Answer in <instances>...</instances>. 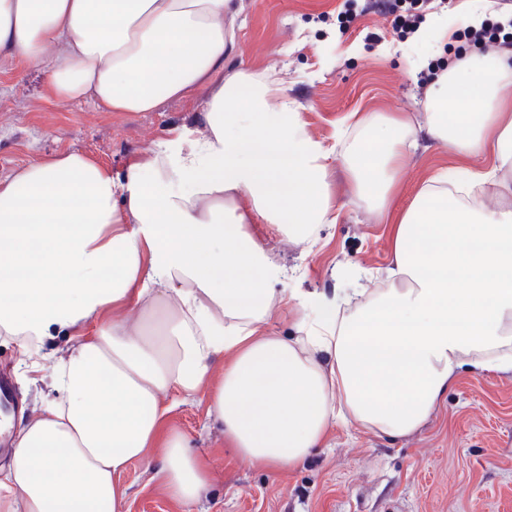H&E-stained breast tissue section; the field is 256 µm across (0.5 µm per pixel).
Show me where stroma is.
I'll return each mask as SVG.
<instances>
[{
	"label": "stroma",
	"instance_id": "1",
	"mask_svg": "<svg viewBox=\"0 0 512 512\" xmlns=\"http://www.w3.org/2000/svg\"><path fill=\"white\" fill-rule=\"evenodd\" d=\"M473 0H431L428 14L449 17L452 30L439 53V67L468 56L474 43L463 35ZM234 37L226 71L276 68L285 94L302 113L309 131L332 153L333 200L339 223L322 225V248L270 236L254 224V236L294 274L291 287L332 293L347 267H363L378 287L392 253L390 227L412 204L417 190L437 171L468 161L429 139L408 152L383 216L357 194L342 157L365 135L337 133L353 112L363 116L416 115L426 88L424 70L411 67L410 35L392 16L365 0H230ZM207 86L166 100L152 112H106L90 102L52 99L41 70L0 58V179L38 155L81 152L121 174L175 126L199 127ZM0 369L11 377L18 410L31 416L49 392L29 384L15 342L0 336ZM170 425L185 435L211 469L207 492L193 512H512V376L462 372L430 421L418 432L389 438L352 425L333 428L323 448L300 466L272 472L240 460L207 413L208 390L177 395ZM159 451L131 462L120 477L128 512H182L153 482Z\"/></svg>",
	"mask_w": 512,
	"mask_h": 512
}]
</instances>
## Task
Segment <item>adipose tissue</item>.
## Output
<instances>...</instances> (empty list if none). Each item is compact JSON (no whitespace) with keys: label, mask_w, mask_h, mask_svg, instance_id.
I'll use <instances>...</instances> for the list:
<instances>
[{"label":"adipose tissue","mask_w":512,"mask_h":512,"mask_svg":"<svg viewBox=\"0 0 512 512\" xmlns=\"http://www.w3.org/2000/svg\"><path fill=\"white\" fill-rule=\"evenodd\" d=\"M226 0H0V58L40 67L50 96L152 112L211 81L199 128L172 129L121 177L73 151L0 180V335L55 392L21 419L0 512H123L119 474L147 449L170 497L195 504L209 467L167 430L162 396L211 388L209 412L251 466L302 464L342 422L417 432L461 370L512 373V198L436 204L442 185L512 170V58L475 52L439 74L423 119H358L344 157L382 204L421 136L489 169L433 176L393 227L385 287H287L252 219L317 251L338 223L332 154L275 69L224 72ZM295 333H268L274 303ZM138 308L156 327L106 321ZM64 348L48 353L46 340Z\"/></svg>","instance_id":"ef3b65f1"}]
</instances>
